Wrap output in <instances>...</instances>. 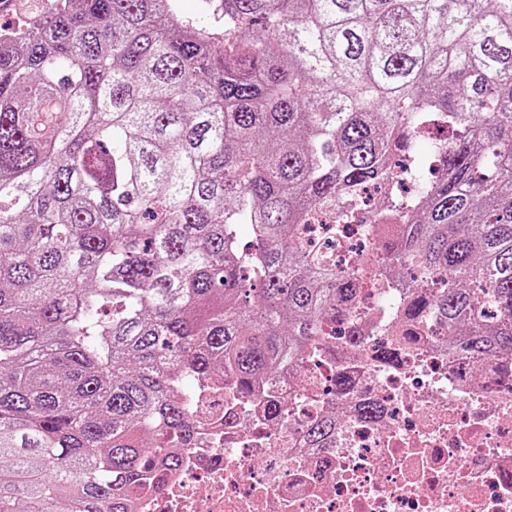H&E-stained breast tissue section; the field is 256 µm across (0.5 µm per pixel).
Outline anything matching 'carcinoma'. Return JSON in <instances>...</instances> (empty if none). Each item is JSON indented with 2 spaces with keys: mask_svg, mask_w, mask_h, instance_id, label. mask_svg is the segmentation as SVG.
<instances>
[{
  "mask_svg": "<svg viewBox=\"0 0 512 512\" xmlns=\"http://www.w3.org/2000/svg\"><path fill=\"white\" fill-rule=\"evenodd\" d=\"M58 2L0 44V512H130L190 390L331 351L360 281L304 225L397 151L373 261L512 376V0ZM220 0H180V10L184 17L202 25L214 24L213 13Z\"/></svg>",
  "mask_w": 512,
  "mask_h": 512,
  "instance_id": "carcinoma-1",
  "label": "carcinoma"
}]
</instances>
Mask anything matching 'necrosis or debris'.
<instances>
[{
    "label": "necrosis or debris",
    "instance_id": "obj_1",
    "mask_svg": "<svg viewBox=\"0 0 512 512\" xmlns=\"http://www.w3.org/2000/svg\"><path fill=\"white\" fill-rule=\"evenodd\" d=\"M389 232L360 210L337 262ZM411 285L405 274L386 290L362 281L334 351L284 369L258 397L200 391L179 469L157 465L132 512H512V385L462 358L433 312L404 317ZM333 412L332 437L308 447L306 429Z\"/></svg>",
    "mask_w": 512,
    "mask_h": 512
}]
</instances>
